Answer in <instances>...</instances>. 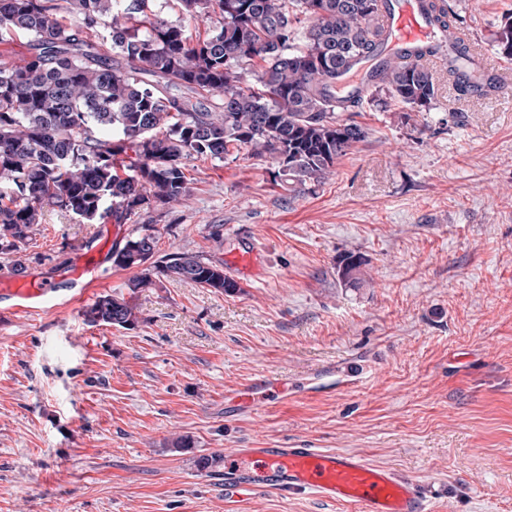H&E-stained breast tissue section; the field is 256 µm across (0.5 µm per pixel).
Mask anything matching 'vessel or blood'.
I'll use <instances>...</instances> for the list:
<instances>
[{
	"instance_id": "b4317fda",
	"label": "vessel or blood",
	"mask_w": 512,
	"mask_h": 512,
	"mask_svg": "<svg viewBox=\"0 0 512 512\" xmlns=\"http://www.w3.org/2000/svg\"><path fill=\"white\" fill-rule=\"evenodd\" d=\"M386 40L379 56L337 80L336 94L367 92L387 63L410 52L412 63L420 66L444 65L454 61L470 81L477 82L494 70L493 62L470 33L455 24H444L427 10L425 0H390L384 15ZM468 45V56L452 59L456 44ZM229 265L244 275L259 271L260 258L248 248L228 258ZM70 278L80 283L81 296H88L102 282L98 261L82 260L70 270ZM10 300L11 313L39 315L64 307L54 284L24 277L0 279V300ZM284 382L267 375L227 395L226 401L238 410H252L264 403L268 394H282ZM225 484L237 497L278 490L312 491L322 498L355 505L358 512H427L420 486L399 477L392 469L374 465L362 456L316 448H242L228 463Z\"/></svg>"
}]
</instances>
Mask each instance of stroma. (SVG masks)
I'll return each instance as SVG.
<instances>
[{
  "instance_id": "35a3bbf8",
  "label": "stroma",
  "mask_w": 512,
  "mask_h": 512,
  "mask_svg": "<svg viewBox=\"0 0 512 512\" xmlns=\"http://www.w3.org/2000/svg\"><path fill=\"white\" fill-rule=\"evenodd\" d=\"M450 3L500 60L512 0ZM432 73L429 108L380 89L341 113L366 137L324 180L287 188L247 148L188 161L187 199L139 221L163 254L255 248L262 274L237 292L168 280L136 295L135 327L87 325L67 265L96 260L100 294L123 293L111 254L131 226L45 210L27 271L70 304L0 323V512H356L304 492L234 501L223 469L195 467L288 446L390 467L429 512H512V94ZM351 253L358 288L337 276ZM270 373L287 399L225 415V393Z\"/></svg>"
}]
</instances>
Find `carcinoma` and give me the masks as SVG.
<instances>
[{
	"label": "carcinoma",
	"instance_id": "obj_1",
	"mask_svg": "<svg viewBox=\"0 0 512 512\" xmlns=\"http://www.w3.org/2000/svg\"><path fill=\"white\" fill-rule=\"evenodd\" d=\"M67 2L77 27L57 0H0V39L29 37L28 55L0 59V255L15 275L26 272L21 252L46 207L80 224L161 213L188 195L186 161H222L243 147L271 158L292 188L328 177L365 138L359 124L336 117L363 96L338 98L331 86L378 55L388 0H180L215 25L196 43L181 23L147 12L148 0ZM494 42L512 58V18ZM257 59L259 87L245 88ZM380 87L411 108L435 99L432 73L416 65L389 64ZM112 264L135 271L130 298L100 296L83 311L90 324H137L133 296L169 279L239 289L202 254L159 255L153 224L133 229ZM364 265L347 255L340 282L358 286Z\"/></svg>",
	"mask_w": 512,
	"mask_h": 512
}]
</instances>
